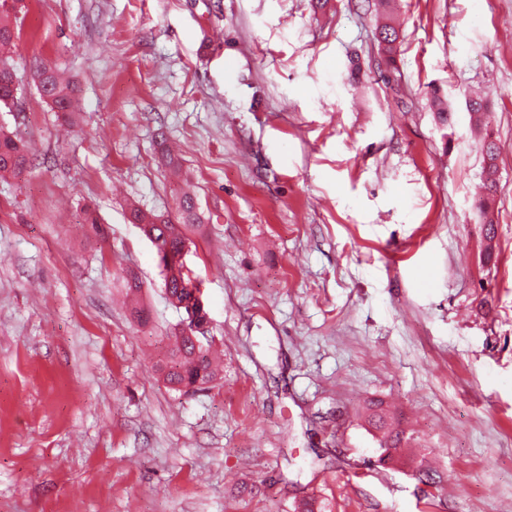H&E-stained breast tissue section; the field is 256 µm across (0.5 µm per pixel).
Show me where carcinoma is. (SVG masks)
Instances as JSON below:
<instances>
[{"instance_id": "cac0c4a2", "label": "carcinoma", "mask_w": 512, "mask_h": 512, "mask_svg": "<svg viewBox=\"0 0 512 512\" xmlns=\"http://www.w3.org/2000/svg\"><path fill=\"white\" fill-rule=\"evenodd\" d=\"M18 12L0 11V107L12 109L15 106L14 91L18 90L15 74L10 65V52L15 47V40L20 36ZM377 39L381 58L379 64L387 72L398 70L400 31L395 19L385 14L377 27ZM35 77L41 98L49 102L50 108L61 114L69 122L77 111V88L73 82L63 78L60 71L40 62L36 66ZM466 107L477 125L485 123L490 108L489 95L475 94L466 99ZM479 148L487 158L484 188L486 197L480 202V209L488 213L491 200L498 190L497 167L495 159L498 146L492 135L485 134L479 142ZM29 163L28 145L11 135L0 133V179L15 175ZM132 223L140 226L141 232H147L157 242V247L164 254L176 257L184 243L188 241L184 229L203 223L199 207L194 197L187 192H178V207L175 215L146 212L137 206L130 209ZM197 280L191 270L171 262L164 264V295L168 303L178 307L188 294L185 285ZM172 343L167 350L166 366L170 368L166 381L172 390L202 389L213 381L219 373L211 353V343L195 347L189 337L180 333L170 337ZM369 424L382 433L376 450V466L385 467L395 461V452L401 442L400 433L393 428L392 418L382 409L377 408L369 418ZM294 512H330L324 502L314 497H305L294 503Z\"/></svg>"}]
</instances>
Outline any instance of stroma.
I'll list each match as a JSON object with an SVG mask.
<instances>
[{
	"label": "stroma",
	"instance_id": "stroma-1",
	"mask_svg": "<svg viewBox=\"0 0 512 512\" xmlns=\"http://www.w3.org/2000/svg\"><path fill=\"white\" fill-rule=\"evenodd\" d=\"M377 3L26 0L22 92L0 112L32 149L0 179V512H288L308 495L512 512V0H391L388 85ZM40 60L77 83L73 126L41 98ZM477 88L499 147L491 240ZM186 182L206 216L186 264L224 370L181 394L157 366L182 314L128 212H175ZM372 400L407 437L392 469L366 465ZM377 39L381 58L379 64L383 65L388 73L398 70L397 56L399 53L400 31L395 19L390 14H385L377 27Z\"/></svg>",
	"mask_w": 512,
	"mask_h": 512
}]
</instances>
